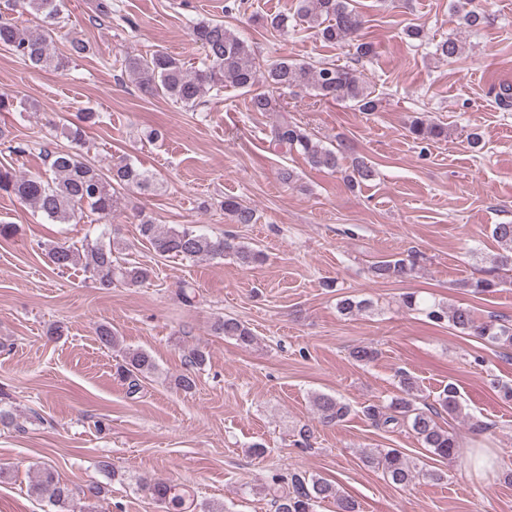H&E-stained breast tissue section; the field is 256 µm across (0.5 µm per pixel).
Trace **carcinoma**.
<instances>
[{"label": "carcinoma", "mask_w": 512, "mask_h": 512, "mask_svg": "<svg viewBox=\"0 0 512 512\" xmlns=\"http://www.w3.org/2000/svg\"><path fill=\"white\" fill-rule=\"evenodd\" d=\"M11 4L34 16L40 25L33 31L0 12V48L35 68L63 67V58L52 51L51 33L62 12L64 0H11ZM452 10L462 15L470 28L477 29L484 23L485 16L473 6V0H454ZM296 18L315 30L322 41L352 46L360 60L370 59L376 54L373 43L361 35L363 16L352 0H299ZM192 36L204 52L201 66L193 69L186 68L180 58L162 50L145 56L125 57V69L136 76L144 94L160 97L182 108H194L207 93H218L231 87L250 94L251 111L275 112L276 100L269 93L255 89L262 78L278 90H311L323 98L349 101L360 112L378 109L379 98L360 81L353 68L336 64L317 66L283 58L263 70L246 41L220 21L194 24ZM435 50L439 56L452 60L460 54L461 45L458 40L448 38L438 42ZM408 132L413 138L423 141H437L447 136L442 125L418 118L411 121ZM271 142L287 150L298 151L314 167L334 170L339 165L336 152L313 141L286 115L272 127ZM43 152L50 161L49 173L26 176L0 167V193L32 206L53 222L65 224L83 212L86 206L92 213L108 219L116 207L117 189L135 187L149 191L155 187V176L125 158L105 173L76 151H52L45 146ZM373 175V168L367 162L358 158L352 162L355 181H368ZM224 212L234 224L257 222L256 210L234 199L224 200ZM139 235L161 258L193 260L230 256L246 268L263 261L260 251L237 237L227 234L214 238L189 224L161 228L143 217L139 222ZM492 235L500 248L498 266L512 267V224L495 225ZM119 246L117 241L106 242L97 238L86 241L79 248L65 243L55 244L46 249V256L58 270L82 266L86 278L101 288H110L116 283L135 287L147 282L151 269L114 260ZM416 266L417 256L414 255L379 261L371 271L377 279L402 281L414 272ZM403 302L411 310L423 311L434 323L447 321L463 334L479 336L502 349L512 348V327L494 321L480 322L469 307L428 303L414 292L405 294ZM213 330L238 345L251 346L256 341L250 329L233 317L216 318ZM207 360L208 352L204 348L192 349L188 355L190 371L174 378L176 388L192 391L196 386L192 370L201 368ZM157 370L154 356L146 350L137 349L125 352L123 363L116 367V375L135 388L140 379ZM399 386V394L388 403L363 407L364 416L377 426L406 424L434 456L446 461L454 460L459 448L458 440L438 424L436 417L442 412L454 414L459 411V394L455 385L445 386L435 403L425 410L416 406L420 389L412 375L400 373ZM313 406L320 422L325 425L337 424L350 414L347 403L325 393L313 396ZM365 462L399 486L408 485L419 475L416 465L394 448L369 454ZM140 487L167 509L184 512L185 497L174 492L170 484L143 479ZM34 489L37 494L48 498L55 512H70L72 490L51 470L42 472ZM264 490L271 497L275 512H313L315 504L326 499L333 501L336 512H356L357 508L355 501L345 495L336 483L322 477L274 474Z\"/></svg>", "instance_id": "carcinoma-1"}]
</instances>
